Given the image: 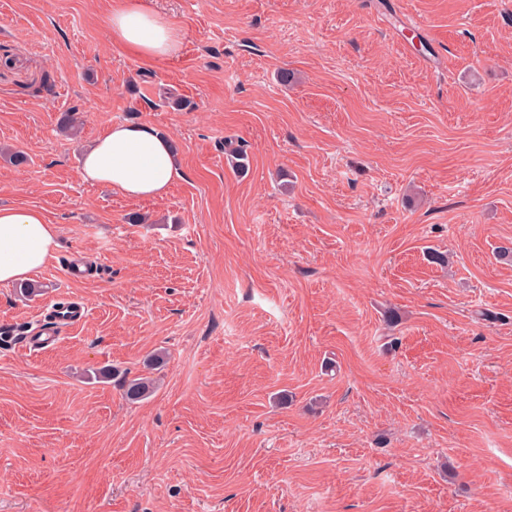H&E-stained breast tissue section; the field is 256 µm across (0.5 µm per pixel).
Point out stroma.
I'll return each instance as SVG.
<instances>
[{
	"label": "stroma",
	"instance_id": "1",
	"mask_svg": "<svg viewBox=\"0 0 512 512\" xmlns=\"http://www.w3.org/2000/svg\"><path fill=\"white\" fill-rule=\"evenodd\" d=\"M114 3L0 0V205L59 231L0 284V512H512V0H153L151 62ZM123 122L172 135L164 197L82 182ZM105 19L112 42L146 59H160L178 52L181 29L173 18L161 13L152 0H118ZM86 313V307L76 302L69 300L68 298L59 299L55 302L50 317L52 326L40 329L42 325H39L37 330L30 336L28 346L33 351L46 350L56 343L57 333L63 327H69L80 322Z\"/></svg>",
	"mask_w": 512,
	"mask_h": 512
}]
</instances>
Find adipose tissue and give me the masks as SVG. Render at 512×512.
Masks as SVG:
<instances>
[{
	"label": "adipose tissue",
	"mask_w": 512,
	"mask_h": 512,
	"mask_svg": "<svg viewBox=\"0 0 512 512\" xmlns=\"http://www.w3.org/2000/svg\"><path fill=\"white\" fill-rule=\"evenodd\" d=\"M105 25L114 44L141 58L168 57L181 45L178 23L151 0H119ZM79 176L131 198L154 199L168 194L182 169L171 136L147 122L115 123L84 149ZM57 239V226L39 209L0 206V283L31 279L53 257Z\"/></svg>",
	"instance_id": "adipose-tissue-1"
}]
</instances>
